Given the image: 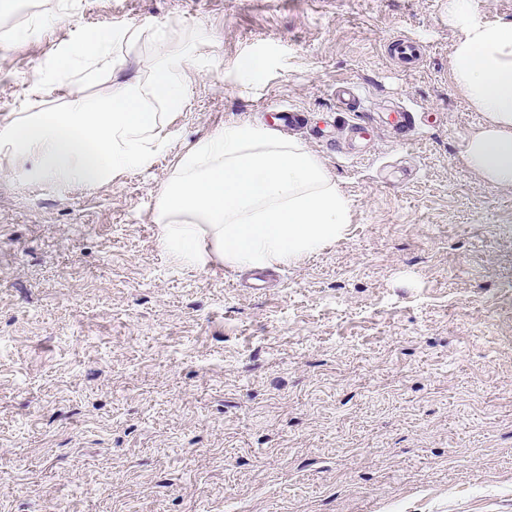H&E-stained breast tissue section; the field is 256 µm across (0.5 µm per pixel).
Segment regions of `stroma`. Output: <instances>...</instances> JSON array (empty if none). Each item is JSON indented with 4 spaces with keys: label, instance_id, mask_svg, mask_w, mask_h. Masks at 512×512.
Segmentation results:
<instances>
[{
    "label": "stroma",
    "instance_id": "obj_1",
    "mask_svg": "<svg viewBox=\"0 0 512 512\" xmlns=\"http://www.w3.org/2000/svg\"><path fill=\"white\" fill-rule=\"evenodd\" d=\"M159 24L195 66L151 167L0 175V512H512V187L463 157L483 115L449 78L448 0H20L0 122L108 96V72L49 78L56 52ZM284 107L353 202L344 236L265 288L175 264L156 217L179 158ZM389 52L403 65L415 67L419 62V47L407 39H397L390 43Z\"/></svg>",
    "mask_w": 512,
    "mask_h": 512
}]
</instances>
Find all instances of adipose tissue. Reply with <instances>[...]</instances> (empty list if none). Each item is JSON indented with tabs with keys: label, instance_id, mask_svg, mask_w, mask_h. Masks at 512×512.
I'll list each match as a JSON object with an SVG mask.
<instances>
[{
	"label": "adipose tissue",
	"instance_id": "adipose-tissue-1",
	"mask_svg": "<svg viewBox=\"0 0 512 512\" xmlns=\"http://www.w3.org/2000/svg\"><path fill=\"white\" fill-rule=\"evenodd\" d=\"M460 30L450 78L481 125L464 138L468 166L498 187H512V21L475 18L470 0H448ZM142 28L105 27L64 46L62 72L109 58L115 42L134 43ZM145 80L113 81L102 101L79 98L69 111L34 112L0 125V154L30 159L26 177L63 185L101 186L118 174L149 167L167 141L171 113L186 102L194 59L163 30ZM351 202L324 163L299 140L249 123H228L198 140L180 159L158 200L159 244L190 265H288L318 252L349 222Z\"/></svg>",
	"mask_w": 512,
	"mask_h": 512
}]
</instances>
